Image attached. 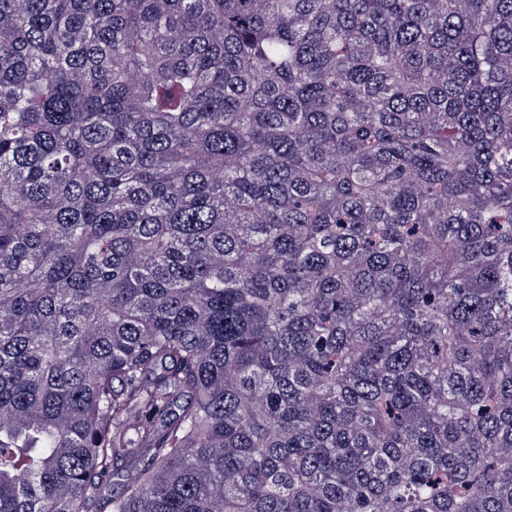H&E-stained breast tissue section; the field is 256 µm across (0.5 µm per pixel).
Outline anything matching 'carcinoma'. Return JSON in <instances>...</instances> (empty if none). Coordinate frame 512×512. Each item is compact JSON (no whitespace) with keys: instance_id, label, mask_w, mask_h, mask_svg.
<instances>
[{"instance_id":"1","label":"carcinoma","mask_w":512,"mask_h":512,"mask_svg":"<svg viewBox=\"0 0 512 512\" xmlns=\"http://www.w3.org/2000/svg\"><path fill=\"white\" fill-rule=\"evenodd\" d=\"M0 512H512V0H0Z\"/></svg>"}]
</instances>
